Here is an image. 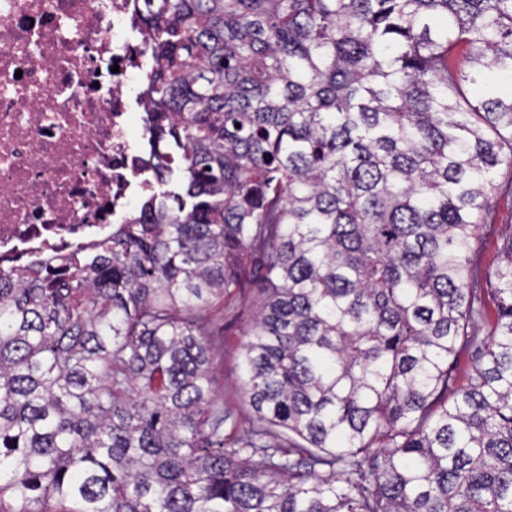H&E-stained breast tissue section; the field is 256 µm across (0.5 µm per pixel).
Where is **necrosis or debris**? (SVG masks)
I'll return each mask as SVG.
<instances>
[{
  "mask_svg": "<svg viewBox=\"0 0 512 512\" xmlns=\"http://www.w3.org/2000/svg\"><path fill=\"white\" fill-rule=\"evenodd\" d=\"M143 0H0V265L53 264L140 218L161 147Z\"/></svg>",
  "mask_w": 512,
  "mask_h": 512,
  "instance_id": "obj_1",
  "label": "necrosis or debris"
}]
</instances>
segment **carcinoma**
I'll return each instance as SVG.
<instances>
[{"mask_svg":"<svg viewBox=\"0 0 512 512\" xmlns=\"http://www.w3.org/2000/svg\"><path fill=\"white\" fill-rule=\"evenodd\" d=\"M146 2L174 162L94 250L0 268V512H512V239L468 267L512 0ZM248 256L227 442L205 309Z\"/></svg>","mask_w":512,"mask_h":512,"instance_id":"1","label":"carcinoma"}]
</instances>
